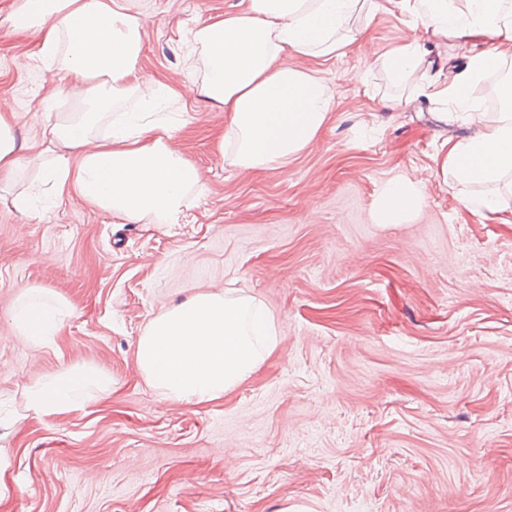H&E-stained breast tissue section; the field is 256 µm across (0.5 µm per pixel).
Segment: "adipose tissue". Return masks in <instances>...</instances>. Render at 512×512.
I'll use <instances>...</instances> for the list:
<instances>
[{
  "mask_svg": "<svg viewBox=\"0 0 512 512\" xmlns=\"http://www.w3.org/2000/svg\"><path fill=\"white\" fill-rule=\"evenodd\" d=\"M234 13L210 17L190 33L186 59L198 95L223 108L220 138L231 162L245 169L279 168L312 142L326 124L332 98L321 76L285 65L282 58L330 59L363 32L358 20L368 0H243ZM389 9L411 13L434 40L478 44L465 69L438 95L462 107L468 135L452 145L442 166L464 187L483 186L480 207L503 210L498 185L512 174V112L469 111L473 84L512 50V0H387ZM18 34L36 37L41 64L72 76L81 107L61 120L47 139L18 143L10 115L0 113V184L11 182L26 159L53 154L46 171L55 197L67 189L130 224L177 223L189 191L200 184L196 166L172 148V129L148 119L153 82L135 78L143 53L142 19L125 0H18L8 17ZM138 95L143 112L112 117L114 106ZM110 116V130L93 128ZM421 188L407 179L389 181L375 202L379 222L398 224L422 207ZM67 313L60 299L30 298L12 322L18 336L38 344L59 330ZM111 379L76 366L48 384L28 388L26 408L54 415L71 410L90 389L109 390Z\"/></svg>",
  "mask_w": 512,
  "mask_h": 512,
  "instance_id": "adipose-tissue-1",
  "label": "adipose tissue"
}]
</instances>
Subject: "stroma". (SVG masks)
<instances>
[{
    "mask_svg": "<svg viewBox=\"0 0 512 512\" xmlns=\"http://www.w3.org/2000/svg\"><path fill=\"white\" fill-rule=\"evenodd\" d=\"M0 0V97L18 140L79 109L70 80L31 60ZM240 0H132L138 79L187 83L183 36ZM363 37L321 61L333 108L286 168L232 165L223 111L190 95L163 111L201 184L175 224H129L67 198L40 166L0 188V512H512V207L487 215L444 176L468 134L428 85L453 81L470 44L434 43L376 4ZM418 41L397 82L380 58ZM424 192L402 224L374 203L390 180ZM32 194L20 212L16 196ZM64 299L57 335L14 332L21 294ZM199 292L249 297L275 324L263 364L224 396L164 398L136 365L151 319ZM112 379L41 416L26 387L73 366Z\"/></svg>",
    "mask_w": 512,
    "mask_h": 512,
    "instance_id": "stroma-1",
    "label": "stroma"
}]
</instances>
